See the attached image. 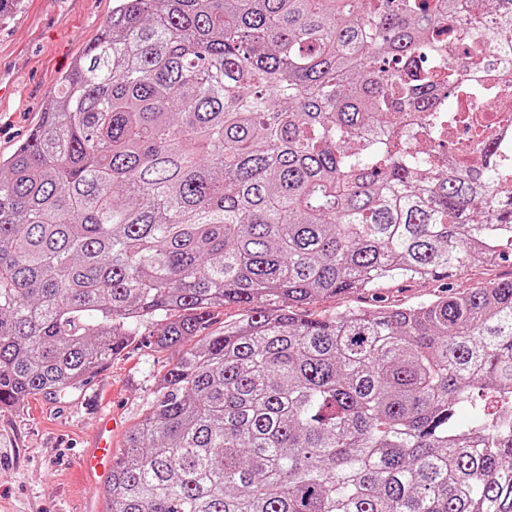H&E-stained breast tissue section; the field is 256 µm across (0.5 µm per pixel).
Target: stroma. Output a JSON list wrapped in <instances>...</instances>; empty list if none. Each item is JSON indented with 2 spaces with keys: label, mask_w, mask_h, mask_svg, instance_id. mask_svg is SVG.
<instances>
[{
  "label": "stroma",
  "mask_w": 512,
  "mask_h": 512,
  "mask_svg": "<svg viewBox=\"0 0 512 512\" xmlns=\"http://www.w3.org/2000/svg\"><path fill=\"white\" fill-rule=\"evenodd\" d=\"M115 0H21L0 23V157L39 122L56 83L100 35ZM512 277V258L495 265L474 264L441 281L384 280L372 291L325 297L308 306L313 318L352 309L415 306ZM156 322L78 389L33 396L21 407L0 406V512H104L100 492L91 491L81 458L97 437L104 415L117 423L114 451L149 412L157 383L174 358L156 353L148 335Z\"/></svg>",
  "instance_id": "obj_1"
}]
</instances>
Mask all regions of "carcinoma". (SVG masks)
Segmentation results:
<instances>
[{
  "label": "carcinoma",
  "mask_w": 512,
  "mask_h": 512,
  "mask_svg": "<svg viewBox=\"0 0 512 512\" xmlns=\"http://www.w3.org/2000/svg\"><path fill=\"white\" fill-rule=\"evenodd\" d=\"M454 44L511 60L512 0H117L0 158V405L176 352L105 512H512V279L304 314L512 249ZM482 96L460 97L456 102L458 112L454 118L461 120L456 125L448 120V167L472 158L481 148V140L475 137L467 118L478 119L487 126V133L493 136L497 155L512 163V108L507 112L491 107Z\"/></svg>",
  "instance_id": "cac0c4a2"
}]
</instances>
